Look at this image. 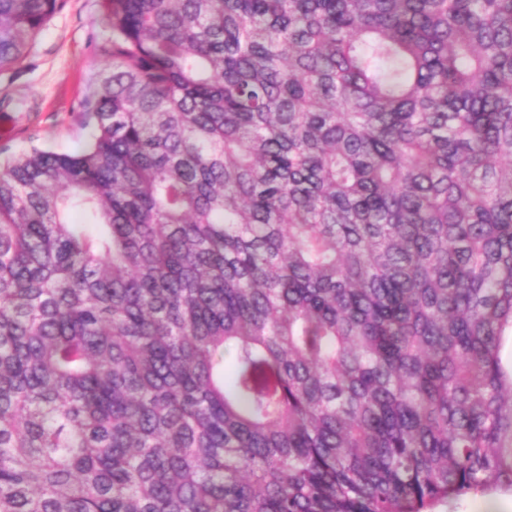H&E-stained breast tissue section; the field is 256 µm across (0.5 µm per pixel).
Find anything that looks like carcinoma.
I'll list each match as a JSON object with an SVG mask.
<instances>
[{"mask_svg": "<svg viewBox=\"0 0 512 512\" xmlns=\"http://www.w3.org/2000/svg\"><path fill=\"white\" fill-rule=\"evenodd\" d=\"M100 2L86 147L0 158V512L512 491V0Z\"/></svg>", "mask_w": 512, "mask_h": 512, "instance_id": "cac0c4a2", "label": "carcinoma"}]
</instances>
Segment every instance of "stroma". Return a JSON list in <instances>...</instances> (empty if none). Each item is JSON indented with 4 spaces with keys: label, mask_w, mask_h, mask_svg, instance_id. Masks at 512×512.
<instances>
[{
    "label": "stroma",
    "mask_w": 512,
    "mask_h": 512,
    "mask_svg": "<svg viewBox=\"0 0 512 512\" xmlns=\"http://www.w3.org/2000/svg\"><path fill=\"white\" fill-rule=\"evenodd\" d=\"M99 13L100 0H67L27 57L0 72V148L82 149L80 103L103 65L100 48L109 36Z\"/></svg>",
    "instance_id": "obj_1"
}]
</instances>
